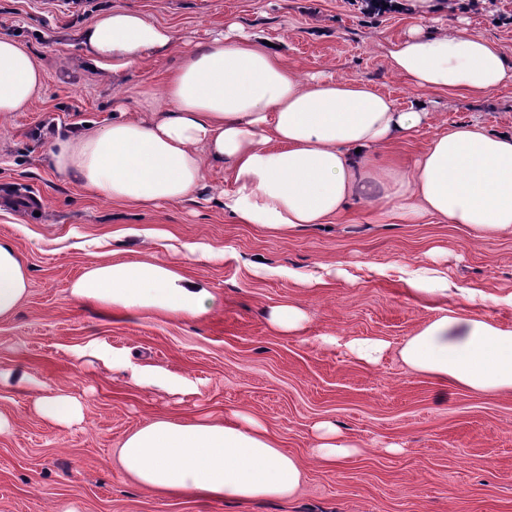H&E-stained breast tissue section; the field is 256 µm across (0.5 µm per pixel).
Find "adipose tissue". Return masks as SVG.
Wrapping results in <instances>:
<instances>
[{"instance_id":"ef3b65f1","label":"adipose tissue","mask_w":512,"mask_h":512,"mask_svg":"<svg viewBox=\"0 0 512 512\" xmlns=\"http://www.w3.org/2000/svg\"><path fill=\"white\" fill-rule=\"evenodd\" d=\"M175 32L135 11H109L81 33L86 62L120 70L168 49ZM386 54L393 70L417 87L484 93L512 83V66L498 47L456 27L440 33L412 29ZM43 88L33 56L0 35V115L22 111ZM168 106L136 118L113 113L103 128L58 138L46 154L56 171L76 177L101 197L152 206L187 200L206 165L232 173L220 199L242 224L271 232L324 224L352 199L379 218L441 217L463 225L474 240L512 235V133L477 123L436 133L409 175L386 187L390 174L376 152L427 120L362 82L300 80L276 50L251 38L220 33L184 55L165 83ZM410 298L447 295L444 272L427 269L406 281ZM29 289L14 247L0 240V318L12 315ZM468 311L445 309L412 336L399 355L412 371L478 394L512 391V328L474 311L487 294L460 286ZM72 296L115 317L153 312L173 319L209 312L204 281L152 256L95 260L71 285ZM37 390L40 415L58 426L80 420V402L28 377L0 371V384ZM359 445L333 424L314 428L312 453L339 466ZM122 472L143 488L168 495L192 493L248 502L283 498L298 486V458L280 448L268 424L232 409L223 420L154 418L118 447Z\"/></svg>"}]
</instances>
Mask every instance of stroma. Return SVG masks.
<instances>
[{"mask_svg": "<svg viewBox=\"0 0 512 512\" xmlns=\"http://www.w3.org/2000/svg\"><path fill=\"white\" fill-rule=\"evenodd\" d=\"M436 11L367 16L347 0H0V34L16 39L41 67L44 87L24 111L0 116V239L25 263L30 287L16 312L0 318V370H14L78 398L83 419L69 427L38 415L31 393L0 386V512H512V392L441 385L409 370L397 350L434 318L405 294L421 267L494 295L512 292V237L473 240L437 217L380 221L355 201L333 223L273 234L225 214L224 171H208L194 200L142 208L107 201L45 163L57 136L116 106L149 115L165 110L159 92L184 52L229 25L275 44L289 71L355 80L402 107L429 112L428 125L385 146L380 161L408 173L438 130L479 123L512 132V84L488 93L445 94L394 73L388 43L415 26L435 32L458 23L497 45L512 65V0H436ZM131 10L172 28L177 44L119 73L84 66L82 30L106 11ZM41 201L31 212L19 191ZM120 259L172 258L181 244L223 250L184 273L206 281L213 309L197 319L145 313L110 318L70 297L92 260L88 240ZM340 264L348 279L302 286L297 274ZM291 303L305 330L269 329V308ZM327 336L381 337L390 350L366 367ZM152 374L153 387L134 385ZM235 408L265 419L280 447L304 467L296 491L249 503L144 489L117 468L114 450L157 417L223 418ZM331 421L359 441L341 467L311 456L312 427Z\"/></svg>", "mask_w": 512, "mask_h": 512, "instance_id": "obj_1", "label": "stroma"}]
</instances>
